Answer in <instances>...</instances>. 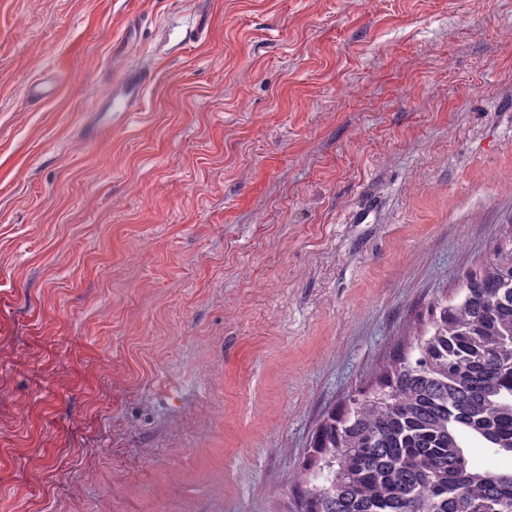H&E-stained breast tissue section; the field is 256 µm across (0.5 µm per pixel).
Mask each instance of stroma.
<instances>
[{
  "label": "stroma",
  "instance_id": "stroma-1",
  "mask_svg": "<svg viewBox=\"0 0 512 512\" xmlns=\"http://www.w3.org/2000/svg\"><path fill=\"white\" fill-rule=\"evenodd\" d=\"M508 239L512 0H0V512H299ZM152 82V74L137 65H127L112 75V93L97 108L93 120L86 126L89 135L94 136L103 118H112V125L127 122L143 99Z\"/></svg>",
  "mask_w": 512,
  "mask_h": 512
}]
</instances>
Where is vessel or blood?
I'll return each instance as SVG.
<instances>
[{
  "instance_id": "vessel-or-blood-1",
  "label": "vessel or blood",
  "mask_w": 512,
  "mask_h": 512,
  "mask_svg": "<svg viewBox=\"0 0 512 512\" xmlns=\"http://www.w3.org/2000/svg\"><path fill=\"white\" fill-rule=\"evenodd\" d=\"M151 82V72L136 65H128L115 72L112 76V93L100 103L93 120L87 125L88 134H95L107 116L116 125L128 121Z\"/></svg>"
}]
</instances>
